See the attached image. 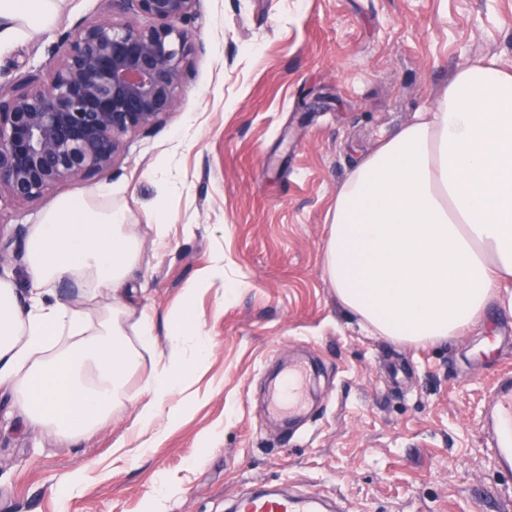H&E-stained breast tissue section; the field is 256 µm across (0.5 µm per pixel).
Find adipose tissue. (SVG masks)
<instances>
[{
	"mask_svg": "<svg viewBox=\"0 0 512 512\" xmlns=\"http://www.w3.org/2000/svg\"><path fill=\"white\" fill-rule=\"evenodd\" d=\"M62 0H0V45L50 31ZM142 243L110 189L59 197L31 225L27 299L0 279V392L24 422L79 439L121 408L154 325L122 303ZM322 274L378 335L416 344L474 325L490 304L512 311V72L459 67L435 109L358 161L336 194ZM75 292L62 297L60 283ZM209 354L190 307L175 314L162 369L145 381L133 457L162 439V407Z\"/></svg>",
	"mask_w": 512,
	"mask_h": 512,
	"instance_id": "ef3b65f1",
	"label": "adipose tissue"
}]
</instances>
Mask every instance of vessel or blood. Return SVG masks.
Masks as SVG:
<instances>
[{"label":"vessel or blood","mask_w":512,"mask_h":512,"mask_svg":"<svg viewBox=\"0 0 512 512\" xmlns=\"http://www.w3.org/2000/svg\"><path fill=\"white\" fill-rule=\"evenodd\" d=\"M301 379L300 369L289 370L274 405L295 403ZM493 402L487 416L486 431L490 451L498 469L512 475V369L500 368L490 386ZM249 512H321V501L314 497L263 493L250 498Z\"/></svg>","instance_id":"obj_1"}]
</instances>
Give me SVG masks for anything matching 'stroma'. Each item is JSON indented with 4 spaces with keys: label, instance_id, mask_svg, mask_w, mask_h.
<instances>
[{
    "label": "stroma",
    "instance_id": "35a3bbf8",
    "mask_svg": "<svg viewBox=\"0 0 512 512\" xmlns=\"http://www.w3.org/2000/svg\"><path fill=\"white\" fill-rule=\"evenodd\" d=\"M113 18L110 0H63L53 29L0 47V87L49 70L79 22ZM186 91L163 125L126 136L111 186L142 242L135 311L166 347L188 282L216 255L224 278L192 309L210 342L156 447L137 441L146 359L128 398L68 442L27 427L0 396V512H231L257 488L342 502L345 512H512V477L492 461L480 421L496 369L512 363V312L490 305L444 343L374 336L321 274L328 212L359 155L435 106L460 66L512 69V0H200ZM167 161L165 181L148 171ZM46 201L0 200L9 239L0 274L27 294L26 231ZM162 211L168 235L150 216ZM499 343L490 355L487 337ZM304 364V404L273 410L277 374ZM82 483L59 494L74 470Z\"/></svg>",
    "mask_w": 512,
    "mask_h": 512
}]
</instances>
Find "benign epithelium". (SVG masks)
Masks as SVG:
<instances>
[{"instance_id":"obj_1","label":"benign epithelium","mask_w":512,"mask_h":512,"mask_svg":"<svg viewBox=\"0 0 512 512\" xmlns=\"http://www.w3.org/2000/svg\"><path fill=\"white\" fill-rule=\"evenodd\" d=\"M200 0H112L144 20L76 24L56 64L0 93V199L36 201L111 169L123 138L161 125L189 75L188 23Z\"/></svg>"}]
</instances>
